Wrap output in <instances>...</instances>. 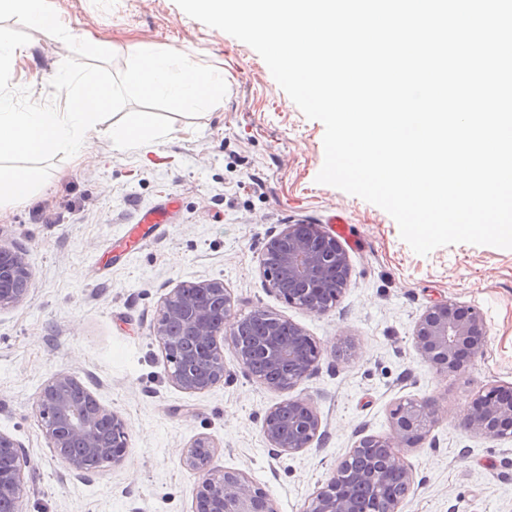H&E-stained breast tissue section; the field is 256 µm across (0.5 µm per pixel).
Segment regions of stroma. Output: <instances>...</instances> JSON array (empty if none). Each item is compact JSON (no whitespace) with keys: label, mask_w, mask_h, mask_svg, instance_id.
<instances>
[{"label":"stroma","mask_w":512,"mask_h":512,"mask_svg":"<svg viewBox=\"0 0 512 512\" xmlns=\"http://www.w3.org/2000/svg\"><path fill=\"white\" fill-rule=\"evenodd\" d=\"M73 34L57 42L15 15H0L27 49L11 84L33 101L70 57L125 69L127 47L171 49L222 69L228 91L213 108L173 114L168 137L132 150L102 140L80 161L53 159L59 180L0 208V244L24 248L29 294L0 311V432L22 443L23 512H193L200 474L184 456L210 437L214 474L239 471L277 512H305L337 463L367 435L390 431L401 401L435 399L439 421L425 440L402 449L414 483L402 512H512V440L463 429L479 390L512 384V249L466 243L422 256L378 206L316 181L324 126L305 117L249 45L186 15L174 0H46ZM109 44L83 52L79 41ZM149 210L163 226L141 223ZM343 228L329 224L331 215ZM288 224L337 234L350 276L336 306L313 314L270 290L259 258ZM220 279L232 313L272 311L321 347L313 373L288 391L245 372L224 344V380L202 393L172 384L153 333L164 297L184 282ZM479 310L482 351L458 374L437 373L413 343L418 318L434 303ZM67 372L128 424L129 452L73 478L50 448L37 400L43 384ZM310 400L321 437L274 455L262 434L268 410Z\"/></svg>","instance_id":"35a3bbf8"}]
</instances>
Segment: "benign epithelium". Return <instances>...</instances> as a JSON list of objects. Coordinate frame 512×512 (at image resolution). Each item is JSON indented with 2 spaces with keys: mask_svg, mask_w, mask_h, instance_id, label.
I'll use <instances>...</instances> for the list:
<instances>
[{
  "mask_svg": "<svg viewBox=\"0 0 512 512\" xmlns=\"http://www.w3.org/2000/svg\"><path fill=\"white\" fill-rule=\"evenodd\" d=\"M266 282L279 290L288 279L295 287L284 298L310 313L323 314L342 295L350 275L348 257L335 236L315 224H288L265 243L259 260ZM31 279L27 253L20 247L0 245V310L23 301L24 285ZM232 299L218 279L182 283L163 300L154 335L167 362L169 380L189 393H201L224 380L221 341L230 337L240 363L252 371L260 358L268 365L264 375L253 378L270 389L286 391L309 376L320 357V348L297 324L258 309L265 335L243 339L249 317L229 322ZM414 342L437 371L457 373L477 355L485 342L482 315L451 301L438 302L418 319ZM80 383L75 376L54 374L42 387L38 406L46 438L53 448H78L62 463L83 479L89 462L122 463L129 447L126 421L103 407L95 397L83 402L75 397ZM391 432L365 436L340 460L336 473L319 488L306 512H399L413 483L412 471L400 449L420 444L438 421L432 398L399 402L390 411ZM461 427L493 439L512 438V387L490 386L471 402ZM321 419L310 401L285 399L264 417L262 433L278 452H297L319 436ZM214 445L207 436L190 445L186 464L203 474L195 493V512H277L270 497L237 471L220 477L210 465ZM27 463L23 445L0 432V503L21 512V466ZM401 473L403 492L386 489L384 473Z\"/></svg>",
  "mask_w": 512,
  "mask_h": 512,
  "instance_id": "7a95c632",
  "label": "benign epithelium"
}]
</instances>
